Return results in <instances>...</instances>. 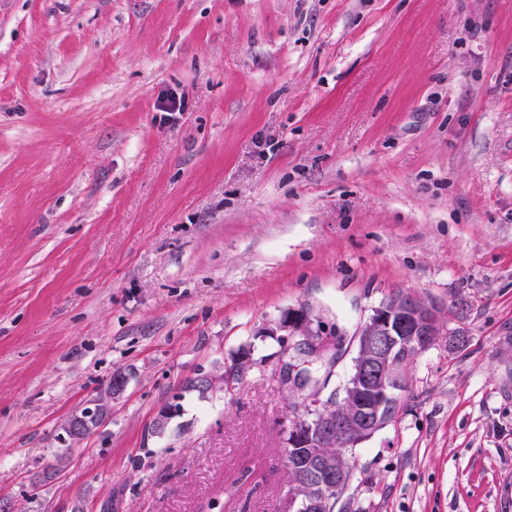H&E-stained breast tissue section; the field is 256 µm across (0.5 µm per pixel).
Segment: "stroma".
<instances>
[{
    "mask_svg": "<svg viewBox=\"0 0 512 512\" xmlns=\"http://www.w3.org/2000/svg\"><path fill=\"white\" fill-rule=\"evenodd\" d=\"M398 290L445 333L344 502L512 512V0H0V512H281L255 331L308 307L335 388ZM252 365L251 352L249 350L243 351L238 355L231 367L227 369L224 367V373L221 376L216 377L210 372H200L192 378V381L205 395L213 392L217 387H220L222 390L225 387L229 390L232 388L233 381L243 376ZM115 371L110 383L101 388L96 397L74 411L63 425V431L75 447L93 434L112 414V402L125 391L127 377ZM116 373V374H115Z\"/></svg>",
    "mask_w": 512,
    "mask_h": 512,
    "instance_id": "1",
    "label": "stroma"
}]
</instances>
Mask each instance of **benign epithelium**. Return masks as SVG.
<instances>
[{"label":"benign epithelium","instance_id":"obj_1","mask_svg":"<svg viewBox=\"0 0 512 512\" xmlns=\"http://www.w3.org/2000/svg\"><path fill=\"white\" fill-rule=\"evenodd\" d=\"M445 323L436 305L411 292H395L372 310L356 332L357 350L353 370L336 396L338 403L349 402L357 408L354 417H318L313 402L310 373L307 367L315 362H329L335 344L316 334L311 328L308 308L284 312L280 318L256 331V336L273 338L281 346L275 368L279 384L296 391L298 406L289 421L287 444L291 447H318L326 438L344 441L354 448L390 421L398 407L397 391L404 387L402 373L404 355L412 348L428 349L443 334ZM251 352L243 351L233 365L217 377L200 372L192 378L194 385L208 394L216 388H232L233 381L252 367ZM127 377L118 372L96 397L74 411L63 425V431L75 447L93 434L112 414V402L125 391ZM180 397L175 395L162 407L153 422V432L162 434L179 411ZM317 493L300 499L290 493L285 498V512H322L324 505L350 486L345 459L325 460L312 456L305 471Z\"/></svg>","mask_w":512,"mask_h":512}]
</instances>
